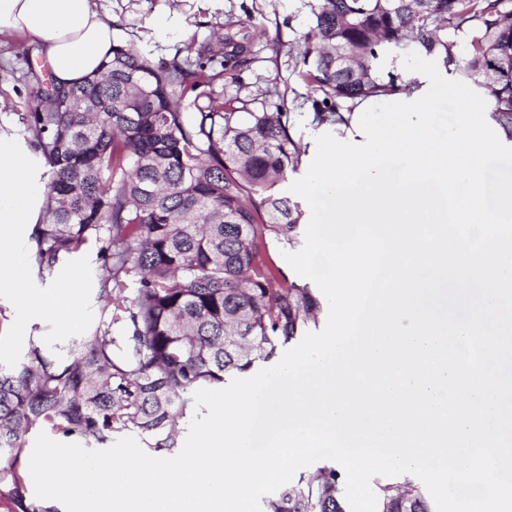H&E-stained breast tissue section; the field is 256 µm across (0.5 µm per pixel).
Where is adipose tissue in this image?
<instances>
[{
	"mask_svg": "<svg viewBox=\"0 0 512 512\" xmlns=\"http://www.w3.org/2000/svg\"><path fill=\"white\" fill-rule=\"evenodd\" d=\"M37 38L57 86L70 88L95 74L119 37L96 0H0V32Z\"/></svg>",
	"mask_w": 512,
	"mask_h": 512,
	"instance_id": "obj_1",
	"label": "adipose tissue"
}]
</instances>
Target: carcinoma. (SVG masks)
Wrapping results in <instances>:
<instances>
[{"mask_svg": "<svg viewBox=\"0 0 512 512\" xmlns=\"http://www.w3.org/2000/svg\"><path fill=\"white\" fill-rule=\"evenodd\" d=\"M311 11L299 77L318 94L314 123L347 126L341 103L397 91L380 58L408 43L482 89L512 138V0H318ZM226 29L221 73L118 43L82 84L31 87L21 120L49 167L31 263L50 272L100 245L103 306L65 354L32 341L23 362L0 367V483L14 486L20 512H37L16 470L32 429L98 445L136 432L170 453L195 391L271 361L318 324L319 295L270 257L301 243L303 213L279 185L303 146L288 113L215 94L246 62L249 34ZM264 512H349L341 475L327 465L302 474ZM378 512L431 509L408 481L378 486Z\"/></svg>", "mask_w": 512, "mask_h": 512, "instance_id": "cac0c4a2", "label": "carcinoma"}]
</instances>
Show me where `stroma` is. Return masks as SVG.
<instances>
[{
  "label": "stroma",
  "instance_id": "1",
  "mask_svg": "<svg viewBox=\"0 0 512 512\" xmlns=\"http://www.w3.org/2000/svg\"><path fill=\"white\" fill-rule=\"evenodd\" d=\"M315 0H97L126 44L156 61L192 59L227 20L248 26L250 63L239 80L224 78L225 96L250 102L252 111L284 108L293 138L315 145L311 90L298 76L304 36ZM34 37L0 35V137L16 140L33 161L41 155L21 122L30 110L33 74H45Z\"/></svg>",
  "mask_w": 512,
  "mask_h": 512
}]
</instances>
